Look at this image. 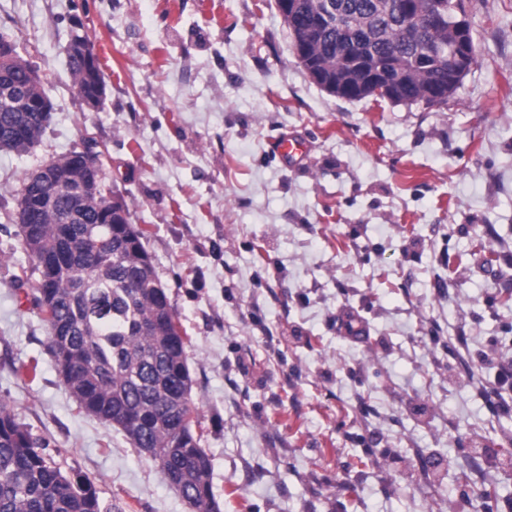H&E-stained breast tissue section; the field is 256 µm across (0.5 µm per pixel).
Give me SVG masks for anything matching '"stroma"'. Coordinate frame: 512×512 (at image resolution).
Segmentation results:
<instances>
[{"label":"stroma","instance_id":"1","mask_svg":"<svg viewBox=\"0 0 512 512\" xmlns=\"http://www.w3.org/2000/svg\"><path fill=\"white\" fill-rule=\"evenodd\" d=\"M476 62L439 106L349 101L298 61L275 0H0V33L53 111L0 151V403L68 476L123 512H192L123 433L78 412L49 352L12 215L26 173L85 146L145 246L189 342L195 427L223 512H460L499 490L512 406V0H466ZM86 36L106 99L82 102ZM308 152L285 162L272 140ZM503 276L484 268L486 230ZM362 317L366 339L342 332ZM37 360L36 376L17 373ZM380 449L358 465L363 449Z\"/></svg>","mask_w":512,"mask_h":512}]
</instances>
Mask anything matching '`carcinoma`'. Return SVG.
<instances>
[{"instance_id":"carcinoma-1","label":"carcinoma","mask_w":512,"mask_h":512,"mask_svg":"<svg viewBox=\"0 0 512 512\" xmlns=\"http://www.w3.org/2000/svg\"><path fill=\"white\" fill-rule=\"evenodd\" d=\"M340 14L311 34L324 0H303L307 11L288 26L291 41L323 76L351 70L347 100H362L365 72L398 66L394 104L422 102L432 85L448 81L440 59H423L426 45L446 49L458 37L450 18L455 0H335ZM431 11L433 24L406 16ZM77 89L104 82L98 58H69ZM32 67L13 52L0 74V150L37 143L50 113L37 111ZM74 160L56 186L24 176L16 206L20 248L33 264L64 256L52 277L37 278L32 295L49 330V348L81 413L122 432L157 464L163 480L193 512H221L211 483V459L194 426L188 338L176 318L129 209L103 190L102 172ZM0 512H121L101 500L87 476L71 478L40 451L13 410L0 403Z\"/></svg>"}]
</instances>
